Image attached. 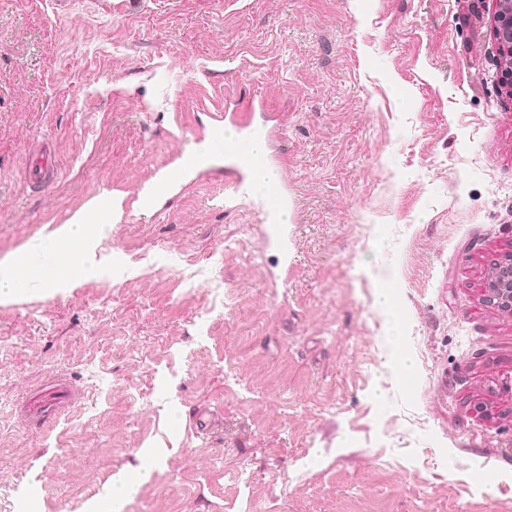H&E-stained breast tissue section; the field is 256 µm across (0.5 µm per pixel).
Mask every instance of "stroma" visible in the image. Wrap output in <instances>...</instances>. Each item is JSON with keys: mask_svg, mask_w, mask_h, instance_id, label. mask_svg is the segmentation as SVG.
I'll use <instances>...</instances> for the list:
<instances>
[{"mask_svg": "<svg viewBox=\"0 0 512 512\" xmlns=\"http://www.w3.org/2000/svg\"><path fill=\"white\" fill-rule=\"evenodd\" d=\"M492 0H0V258L120 198L77 275L0 294V512H512V99ZM283 115L280 219L213 113ZM45 142L58 178L28 182ZM395 282V312L380 280ZM403 323L411 378L389 360ZM506 258L507 262L499 264L503 277L506 279L504 285L489 286L487 289L488 300L505 309H512V255Z\"/></svg>", "mask_w": 512, "mask_h": 512, "instance_id": "obj_1", "label": "stroma"}]
</instances>
